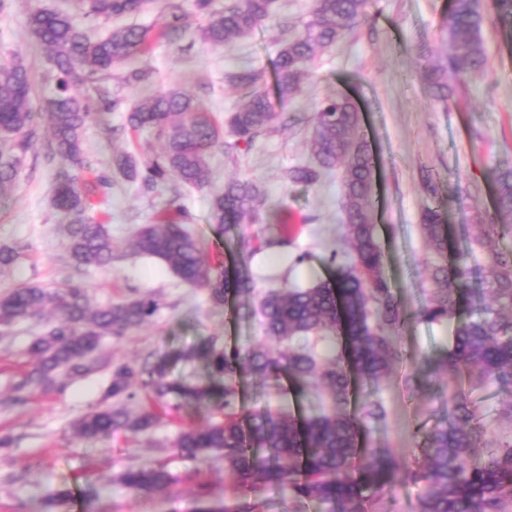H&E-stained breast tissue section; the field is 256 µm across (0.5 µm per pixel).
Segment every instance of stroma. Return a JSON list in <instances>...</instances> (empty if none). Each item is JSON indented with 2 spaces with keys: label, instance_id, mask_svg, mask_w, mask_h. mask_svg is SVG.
Listing matches in <instances>:
<instances>
[{
  "label": "stroma",
  "instance_id": "obj_1",
  "mask_svg": "<svg viewBox=\"0 0 512 512\" xmlns=\"http://www.w3.org/2000/svg\"><path fill=\"white\" fill-rule=\"evenodd\" d=\"M184 15L177 43L155 39L138 64L153 73L152 92L177 85L189 91L219 127L240 101L233 77L242 68L260 71L263 87L272 85V63L283 32H296L311 12L313 0H277L275 15L246 39L215 48L199 32L200 17L193 0H157L135 22L155 34L167 16L169 2ZM449 0H374L370 17L355 33L322 53L310 65L311 81L296 99L275 101L276 111L290 115L283 127L260 134L251 148L226 150L231 133L209 159L210 186L200 190L168 183L147 193L137 184L117 179L109 195H87L89 216L108 214L115 257L111 267L75 270L63 240L66 217L53 205V186L61 172L76 173L72 163L49 155L48 101L54 94L55 74L28 27L34 9L68 11L73 0H11L0 13V60L21 59L34 85L33 124L38 139L28 152L12 188L0 194V246L21 253L18 264L0 274V292L19 284L55 288L83 284L92 307L150 293L160 309L149 324L120 338H105L113 361L140 365L146 357L180 352L172 375L185 383H206L208 372L196 357L201 340L215 339L227 350L262 342L258 307L269 291L303 287L328 279L336 262L346 261L341 243V190L338 174L323 176L312 185H295L286 171L312 159V118L320 101L332 92L353 97L362 112V129L376 158L377 235L390 283L407 323L396 339L403 354L388 375L364 392L387 408L386 420L368 426L362 438L371 448L390 452L401 464L422 463L420 434L440 425L447 412L442 382L407 389L404 377L423 358H439L452 343L453 327L421 321L417 312L431 287L426 273L428 248L421 231L425 205L445 209L448 250L464 249L475 233L478 217L494 212L493 176L512 165V35L493 11H486L482 37L487 54L486 74L454 87L449 102L433 99L423 80L428 50L446 52L440 18ZM108 85L122 100L120 110L102 114L83 132L84 157L97 169L109 168L112 154L155 153L159 142L147 131L113 135L123 114L133 108L140 91L112 78ZM237 178L262 185L267 201L258 221L229 232L208 221L210 193L225 180ZM181 192L190 215L189 228L201 238L207 262L233 268L237 239L268 236L278 224L290 227L287 244L263 246L247 265L256 287L248 297L215 304L204 287L192 288L160 261L137 255L131 248L141 224L151 223L163 200ZM42 320L18 325L0 335V435L13 437L0 451V512H46L45 501L60 487L73 498L61 512H187L196 487L206 483L213 500H223L233 482L223 459L201 465L176 453L173 442L181 429L212 421L203 406H178L169 397L155 429L131 439L117 431L105 441H84L73 434L74 422L97 405L110 382L108 371H95L67 381L62 389H37L25 404L2 407L12 384L28 368V346L40 333ZM244 408L267 405L276 411L331 410L326 398L300 397L288 379L270 386L248 376L239 388ZM164 463L171 483L167 492L133 495L120 482L127 468ZM421 490L407 480L373 496L370 512H418Z\"/></svg>",
  "mask_w": 512,
  "mask_h": 512
}]
</instances>
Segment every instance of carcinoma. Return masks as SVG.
Wrapping results in <instances>:
<instances>
[{"instance_id":"carcinoma-1","label":"carcinoma","mask_w":512,"mask_h":512,"mask_svg":"<svg viewBox=\"0 0 512 512\" xmlns=\"http://www.w3.org/2000/svg\"><path fill=\"white\" fill-rule=\"evenodd\" d=\"M153 0H77V8L90 24L106 23L114 16L139 14ZM275 0H233L220 10L214 0H195L197 13L206 18L200 35L213 47L229 46L249 37L270 18ZM370 0H315L310 17L292 38L285 39L273 62L274 86L281 98L299 94L309 77L307 65L336 45L368 19ZM170 19L157 37L175 41L183 30L180 6L168 5ZM512 26V0H451L440 26L448 54L427 69L433 96L448 98V82L485 70L482 41L484 11ZM31 34L58 73L56 95L50 102V154L83 160L82 131L103 112L121 107L106 82L112 70L124 68L127 86L152 83L150 71L134 66L149 49L146 32L137 26L113 30L92 40L68 13L36 9L28 20ZM260 75L244 69L236 75L242 102L230 114L228 126L236 143L251 145L257 136L287 123L274 110L269 93L259 87ZM92 87L96 97L81 94ZM33 94L31 75L17 61L0 63V193L19 176L33 147ZM360 112L353 100L328 94L314 117L311 153L314 162L287 171L293 184L312 185L334 170L340 171L343 195L342 241L352 259L338 264L333 277L306 288L271 291L261 300L264 341L228 352L213 340L202 342L196 355L203 359L211 381L187 386L169 378L168 361L140 367L114 362L102 346L107 336H124L152 320L158 299L143 294L98 309H91L86 289L69 284L56 289L21 285L0 293V328H11L38 318L46 307L57 314L44 325L28 348L31 365L12 385L15 400L38 388L65 383L100 368L111 379L101 400L75 425L86 440H106L124 430L137 437L158 422L154 407L132 412L112 405V399H133L136 391L158 401L170 394L205 403L223 415L221 422L182 430L173 448L183 457L204 462L224 458V469L236 492L214 503L207 484L198 486L194 512H259V500L270 487L288 492L297 507L313 501L325 512H368L373 494L403 476L422 487L419 512H512V434L491 436L480 423L470 393L461 388L448 394L444 424L422 433L425 464L402 466L390 454L362 448L359 434L369 424L386 419L384 404L365 400L358 411L348 412L352 378L377 380L399 363L402 353L394 334L405 316L383 275L384 254L374 224L373 158L360 134ZM125 127H150L162 142L159 153L143 161L129 153L115 154L112 169L124 179L152 192L170 180L203 189L209 184V157L220 142V131L193 95L173 87L145 96L125 113ZM496 221L477 225L474 244L486 250L480 269L479 304L466 320L457 319L461 290L468 287L471 254L454 262L445 259L447 235L441 210L432 205L422 213V228L434 256L427 264L436 289L424 300L418 317L428 323L454 325L451 348L443 357L427 361L432 374L466 370L475 384L493 381L512 386V249L496 247L512 234V166L495 173ZM264 189L251 181L224 182L210 200L208 221L230 228L256 217L264 204ZM54 206L70 217L64 225L67 251L77 268H106L114 259L110 225L86 214V198L76 177L66 173L56 180ZM187 213L177 193L164 203L153 224L136 229L133 249L163 262L183 283L203 286L222 304L229 297H246L254 291L247 263L230 276L211 274L205 266L199 238L184 224ZM20 258L17 249L0 247V272ZM343 334L347 348L324 360L308 340ZM249 373L267 381L288 375L302 394L325 395L333 409L308 414L298 422L288 413L265 410L239 411L237 384ZM120 481L134 494L161 492L170 476L161 463L131 467Z\"/></svg>"}]
</instances>
